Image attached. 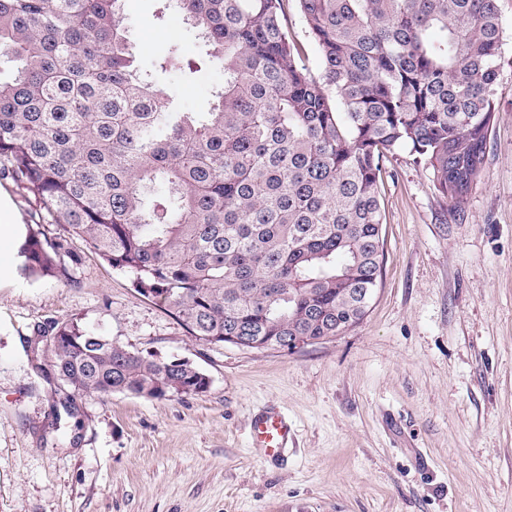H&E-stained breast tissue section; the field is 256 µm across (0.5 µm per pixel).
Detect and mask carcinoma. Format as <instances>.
I'll use <instances>...</instances> for the list:
<instances>
[{"label":"carcinoma","mask_w":512,"mask_h":512,"mask_svg":"<svg viewBox=\"0 0 512 512\" xmlns=\"http://www.w3.org/2000/svg\"><path fill=\"white\" fill-rule=\"evenodd\" d=\"M208 51L147 69L122 0H0V173L207 345L336 335L375 288L386 153L423 160L461 201L484 169L503 26L496 0H298L321 55L288 40V0H168ZM224 68L206 112L163 83ZM25 276L65 272V239L19 247ZM51 349L76 394L209 390L67 320ZM168 380L166 390L158 383Z\"/></svg>","instance_id":"carcinoma-1"}]
</instances>
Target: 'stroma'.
Segmentation results:
<instances>
[{
	"label": "stroma",
	"instance_id": "1",
	"mask_svg": "<svg viewBox=\"0 0 512 512\" xmlns=\"http://www.w3.org/2000/svg\"><path fill=\"white\" fill-rule=\"evenodd\" d=\"M480 179L463 201L408 150L380 181L384 256L364 320L291 352L206 345L132 275L82 242L67 275L0 283V512H512V0ZM162 0H123L143 64L199 40ZM224 71H175L183 111L204 112ZM21 225L47 239L43 204L0 177ZM74 320L128 350L186 358L206 393L146 400L76 395L39 331ZM294 431L266 459L251 416Z\"/></svg>",
	"mask_w": 512,
	"mask_h": 512
}]
</instances>
